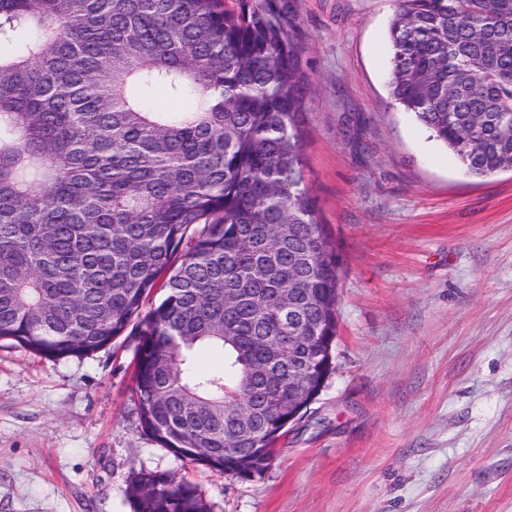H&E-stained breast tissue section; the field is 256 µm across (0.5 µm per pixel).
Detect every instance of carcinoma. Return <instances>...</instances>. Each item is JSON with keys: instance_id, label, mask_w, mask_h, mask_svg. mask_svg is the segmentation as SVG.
Returning a JSON list of instances; mask_svg holds the SVG:
<instances>
[{"instance_id": "carcinoma-1", "label": "carcinoma", "mask_w": 512, "mask_h": 512, "mask_svg": "<svg viewBox=\"0 0 512 512\" xmlns=\"http://www.w3.org/2000/svg\"><path fill=\"white\" fill-rule=\"evenodd\" d=\"M297 19L296 0H0V340L59 360L135 331L142 430L228 474L263 468L288 369L334 371L342 257L306 183ZM388 37L395 104L471 176L512 171V0H397ZM130 497L212 512L145 469Z\"/></svg>"}]
</instances>
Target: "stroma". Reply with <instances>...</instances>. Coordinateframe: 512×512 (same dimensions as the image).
Wrapping results in <instances>:
<instances>
[{"mask_svg":"<svg viewBox=\"0 0 512 512\" xmlns=\"http://www.w3.org/2000/svg\"><path fill=\"white\" fill-rule=\"evenodd\" d=\"M395 0H299L306 182L343 264L335 371L263 474L141 428L137 336L0 341V512H133V471L213 512H512V172L470 176L388 89Z\"/></svg>","mask_w":512,"mask_h":512,"instance_id":"35a3bbf8","label":"stroma"}]
</instances>
